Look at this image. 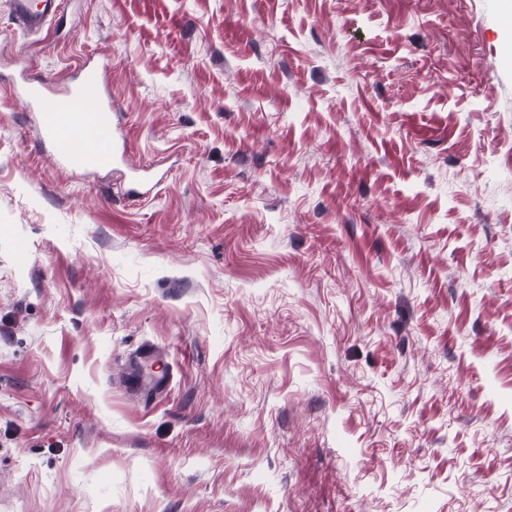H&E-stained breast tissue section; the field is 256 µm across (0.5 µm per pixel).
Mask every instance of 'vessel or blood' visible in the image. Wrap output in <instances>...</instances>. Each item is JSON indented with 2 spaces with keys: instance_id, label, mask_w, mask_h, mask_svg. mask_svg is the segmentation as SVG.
<instances>
[{
  "instance_id": "1",
  "label": "vessel or blood",
  "mask_w": 512,
  "mask_h": 512,
  "mask_svg": "<svg viewBox=\"0 0 512 512\" xmlns=\"http://www.w3.org/2000/svg\"><path fill=\"white\" fill-rule=\"evenodd\" d=\"M11 4L22 28L37 32L58 11L60 0H11ZM25 95L39 115L42 138L58 164L94 170L113 163L112 100L99 69L86 70L79 84L66 93L29 89Z\"/></svg>"
}]
</instances>
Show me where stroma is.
Returning <instances> with one entry per match:
<instances>
[{"label":"stroma","mask_w":512,"mask_h":512,"mask_svg":"<svg viewBox=\"0 0 512 512\" xmlns=\"http://www.w3.org/2000/svg\"><path fill=\"white\" fill-rule=\"evenodd\" d=\"M64 2L0 0V512H512L500 0ZM11 4L15 18L22 28L30 32H38L58 11L61 1L41 0L35 7L31 0H11ZM23 92L38 112L43 141L50 145L58 164L94 170L114 162L112 99L98 68L86 70L79 84L64 94L29 87Z\"/></svg>","instance_id":"1"}]
</instances>
